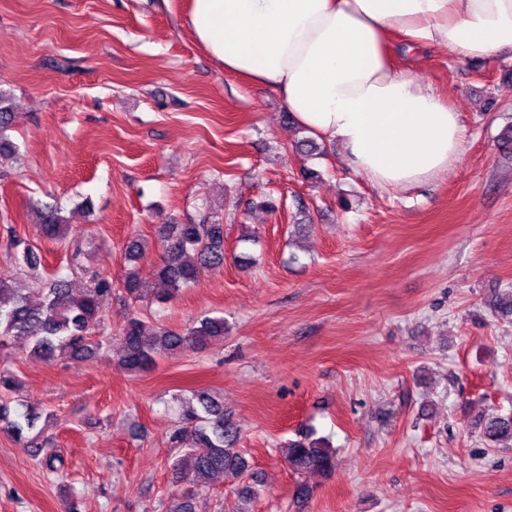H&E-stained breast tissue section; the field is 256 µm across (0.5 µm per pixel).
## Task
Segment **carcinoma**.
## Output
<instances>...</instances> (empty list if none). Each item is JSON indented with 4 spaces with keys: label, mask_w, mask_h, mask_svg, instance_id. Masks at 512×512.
I'll use <instances>...</instances> for the list:
<instances>
[{
    "label": "carcinoma",
    "mask_w": 512,
    "mask_h": 512,
    "mask_svg": "<svg viewBox=\"0 0 512 512\" xmlns=\"http://www.w3.org/2000/svg\"><path fill=\"white\" fill-rule=\"evenodd\" d=\"M10 100V92L0 88V158H10L15 153L5 136L12 122ZM70 227V218L62 215L58 207L46 205L41 209L40 233L45 239L63 242ZM159 235L165 243L163 257L156 266V281L162 285L159 292L131 270L125 272L119 284H114L112 277L87 264L85 250L78 243L68 254L70 274L65 277L38 274L42 266L40 254L24 248L13 270L0 273V361L13 358L9 340L15 336L25 337L30 344L29 355L44 362L90 356L106 343L103 297L117 290L133 305L146 300L165 302L195 283L205 270L224 263V224L216 215L200 223L162 224ZM143 255L140 239L127 242V265H135ZM34 294L41 297L36 305L29 302ZM491 310L498 317L512 318V289L497 297ZM226 330L222 316L202 315L185 332L177 333L134 314L119 331L122 353L118 364L126 372H147L158 357L184 349L201 350L209 340L224 336ZM172 400L179 405V418L169 442L180 447L181 454L172 460L170 469L175 475L192 471L196 489L168 500L165 512H199V498L207 494L215 476L239 477L249 470V461L239 450L242 427L224 413L220 399L206 390H196L190 397L174 394ZM42 417L40 411L22 410L0 398V432L36 457L42 468L55 471L61 463L60 450L44 447L33 435ZM482 434L491 442L512 440V416L486 421ZM286 459L298 474L312 470L328 474L334 468L335 455L325 439L302 437L288 444Z\"/></svg>",
    "instance_id": "obj_1"
}]
</instances>
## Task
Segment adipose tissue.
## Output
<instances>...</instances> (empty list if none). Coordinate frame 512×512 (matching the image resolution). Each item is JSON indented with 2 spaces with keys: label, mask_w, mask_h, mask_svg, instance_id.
I'll return each mask as SVG.
<instances>
[{
  "label": "adipose tissue",
  "mask_w": 512,
  "mask_h": 512,
  "mask_svg": "<svg viewBox=\"0 0 512 512\" xmlns=\"http://www.w3.org/2000/svg\"><path fill=\"white\" fill-rule=\"evenodd\" d=\"M189 22L225 73L277 89L380 187L434 178L466 137L446 98L394 67L391 36L454 59L512 53V0H190Z\"/></svg>",
  "instance_id": "ef3b65f1"
}]
</instances>
